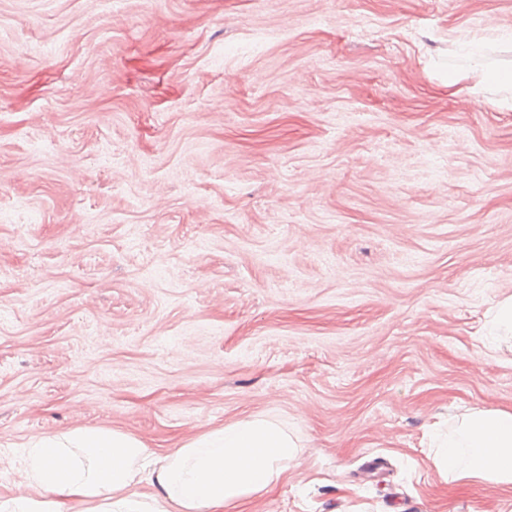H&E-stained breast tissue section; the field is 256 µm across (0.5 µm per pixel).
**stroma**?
<instances>
[{"mask_svg": "<svg viewBox=\"0 0 512 512\" xmlns=\"http://www.w3.org/2000/svg\"><path fill=\"white\" fill-rule=\"evenodd\" d=\"M471 39L512 68V0H0V455L255 415L300 452L237 512H512L428 458L512 408V108Z\"/></svg>", "mask_w": 512, "mask_h": 512, "instance_id": "35a3bbf8", "label": "stroma"}]
</instances>
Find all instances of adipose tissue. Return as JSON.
Listing matches in <instances>:
<instances>
[{
  "mask_svg": "<svg viewBox=\"0 0 512 512\" xmlns=\"http://www.w3.org/2000/svg\"><path fill=\"white\" fill-rule=\"evenodd\" d=\"M436 470L448 481L512 490V409L468 408L433 428ZM281 423L248 416L165 457L136 436L76 428L30 441L25 481L0 494V512H235L277 484L297 458Z\"/></svg>",
  "mask_w": 512,
  "mask_h": 512,
  "instance_id": "adipose-tissue-1",
  "label": "adipose tissue"
}]
</instances>
